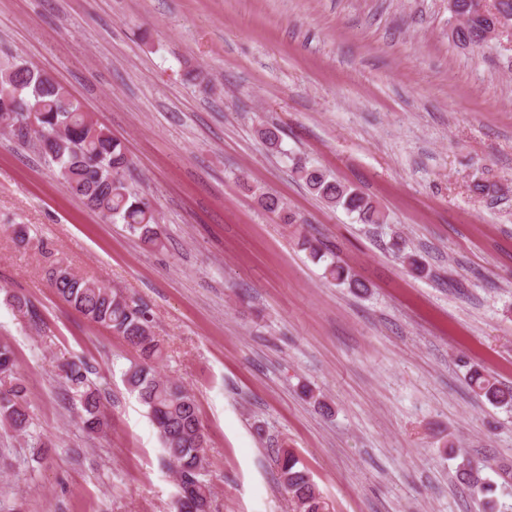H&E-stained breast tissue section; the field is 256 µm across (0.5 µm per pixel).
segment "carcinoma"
Returning <instances> with one entry per match:
<instances>
[{"label":"carcinoma","instance_id":"1","mask_svg":"<svg viewBox=\"0 0 512 512\" xmlns=\"http://www.w3.org/2000/svg\"><path fill=\"white\" fill-rule=\"evenodd\" d=\"M460 25L452 39L461 45H482V33L490 19L472 8L470 0H455ZM35 123L28 124L29 119ZM0 125L10 129L18 141L31 144L41 157L56 167L60 184L93 211L109 221L125 224L129 232L148 247L163 246V230L149 200L133 194L125 181L131 165L125 145L112 132L84 111L81 102L56 79L26 61L0 71ZM293 172L310 192L329 206L357 214L364 224H383L385 214L369 196L329 178L321 169L295 163ZM298 245L314 261L326 256L325 275L352 292H362L367 284L348 266L336 259L333 250L301 229H296ZM393 252L415 273L426 266L405 240L393 237ZM49 281L57 297L80 313L89 323L103 326L132 346L137 359L125 372L129 390L147 407L160 434L165 460L178 477V493L172 512H211L212 485L207 478L205 448L207 436L199 417L195 396L183 385L158 376L164 357L163 346L153 332L150 311L144 303L118 288L72 272L57 262L49 271ZM7 301L16 312L38 319L34 305L24 295L11 294ZM65 383L81 392L83 429L88 434L104 431L105 420L100 392L88 384L89 368L84 362L63 366ZM469 385L475 396L492 405L512 406V388L477 369L469 370ZM0 424L18 434H28L32 425L27 386L17 371L13 347L0 341ZM280 484L291 497L294 512H331L294 452L277 449ZM460 479L485 500L494 512L495 485L480 470L466 464Z\"/></svg>","mask_w":512,"mask_h":512}]
</instances>
